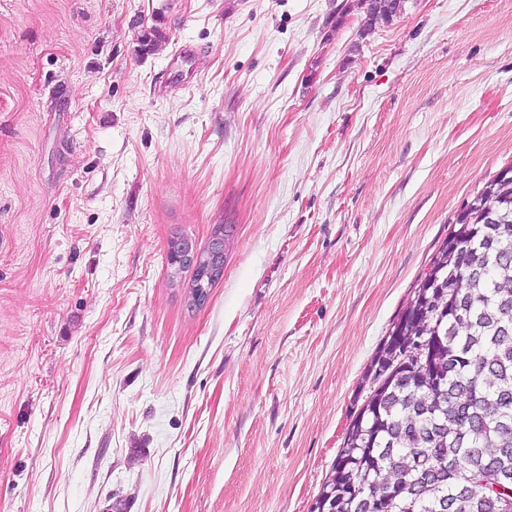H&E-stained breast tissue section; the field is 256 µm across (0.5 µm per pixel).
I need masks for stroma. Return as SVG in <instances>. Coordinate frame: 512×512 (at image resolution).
Segmentation results:
<instances>
[{"label":"stroma","instance_id":"1","mask_svg":"<svg viewBox=\"0 0 512 512\" xmlns=\"http://www.w3.org/2000/svg\"><path fill=\"white\" fill-rule=\"evenodd\" d=\"M364 21L0 0V512H310L449 224L512 163V0ZM217 224L196 308L167 243Z\"/></svg>","mask_w":512,"mask_h":512}]
</instances>
